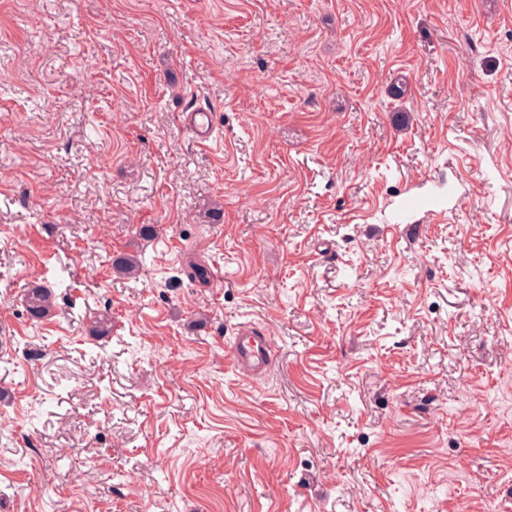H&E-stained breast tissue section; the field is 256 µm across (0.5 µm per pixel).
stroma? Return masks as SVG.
Returning <instances> with one entry per match:
<instances>
[{"label":"stroma","instance_id":"1","mask_svg":"<svg viewBox=\"0 0 512 512\" xmlns=\"http://www.w3.org/2000/svg\"><path fill=\"white\" fill-rule=\"evenodd\" d=\"M510 379L512 0H0V512H512ZM182 123L200 146H207L215 138V115L210 110L198 107L187 108L182 113ZM55 292L52 286L35 285L29 288L24 299L25 308L33 320H41L49 316L55 302ZM271 352L267 336L254 323L238 327L231 357L242 373L253 378L263 377L271 363Z\"/></svg>","mask_w":512,"mask_h":512}]
</instances>
